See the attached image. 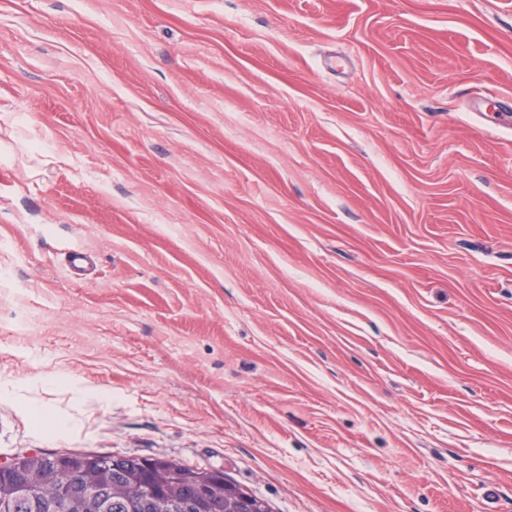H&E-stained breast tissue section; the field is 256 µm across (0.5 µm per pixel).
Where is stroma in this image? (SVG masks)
<instances>
[{
  "label": "stroma",
  "instance_id": "35a3bbf8",
  "mask_svg": "<svg viewBox=\"0 0 512 512\" xmlns=\"http://www.w3.org/2000/svg\"><path fill=\"white\" fill-rule=\"evenodd\" d=\"M38 452L512 512V0H0V463Z\"/></svg>",
  "mask_w": 512,
  "mask_h": 512
}]
</instances>
